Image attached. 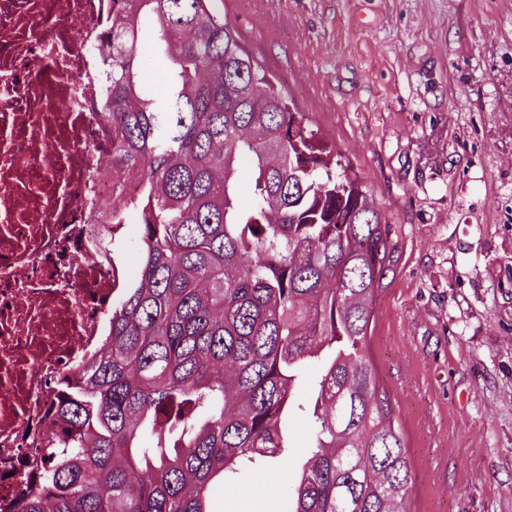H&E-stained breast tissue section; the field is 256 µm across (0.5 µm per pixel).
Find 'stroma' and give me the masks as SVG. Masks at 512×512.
I'll list each match as a JSON object with an SVG mask.
<instances>
[{"instance_id":"stroma-1","label":"stroma","mask_w":512,"mask_h":512,"mask_svg":"<svg viewBox=\"0 0 512 512\" xmlns=\"http://www.w3.org/2000/svg\"><path fill=\"white\" fill-rule=\"evenodd\" d=\"M397 246L369 353L413 472L409 512H512V0H224ZM288 462L215 512H283Z\"/></svg>"}]
</instances>
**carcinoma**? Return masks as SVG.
I'll return each mask as SVG.
<instances>
[{
	"label": "carcinoma",
	"mask_w": 512,
	"mask_h": 512,
	"mask_svg": "<svg viewBox=\"0 0 512 512\" xmlns=\"http://www.w3.org/2000/svg\"><path fill=\"white\" fill-rule=\"evenodd\" d=\"M112 0L110 338L57 409L19 512H212L311 422L288 512H408L412 467L369 355L388 217L214 7Z\"/></svg>",
	"instance_id": "cac0c4a2"
}]
</instances>
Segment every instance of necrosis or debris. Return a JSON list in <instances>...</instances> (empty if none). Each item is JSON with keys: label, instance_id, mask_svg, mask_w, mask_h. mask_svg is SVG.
Segmentation results:
<instances>
[{"label": "necrosis or debris", "instance_id": "1", "mask_svg": "<svg viewBox=\"0 0 512 512\" xmlns=\"http://www.w3.org/2000/svg\"><path fill=\"white\" fill-rule=\"evenodd\" d=\"M109 0H0V512L42 489L61 385L110 331Z\"/></svg>", "mask_w": 512, "mask_h": 512}]
</instances>
